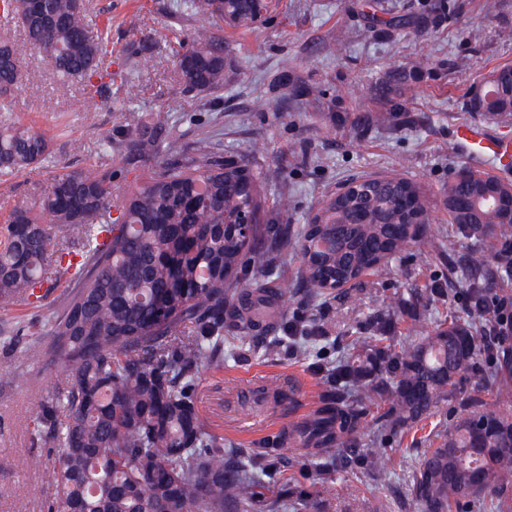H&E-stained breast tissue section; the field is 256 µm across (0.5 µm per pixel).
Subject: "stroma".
<instances>
[{
	"instance_id": "1",
	"label": "stroma",
	"mask_w": 512,
	"mask_h": 512,
	"mask_svg": "<svg viewBox=\"0 0 512 512\" xmlns=\"http://www.w3.org/2000/svg\"><path fill=\"white\" fill-rule=\"evenodd\" d=\"M365 0H270L267 14L249 27H224L229 45L224 94L216 98L187 91L170 48L186 39L201 19L180 0H89L93 26L104 27L112 47V89L90 97L79 78H64L36 54L22 63L23 77L14 91L4 123L31 127L52 141L47 162L24 172L0 175V216L35 200L57 168L97 163L126 185L154 159L134 160L100 154L97 140L109 132L120 136L157 109L171 120L156 141L179 138L187 148L207 144L218 156L251 161L264 174L266 201L288 194L287 221L306 223L326 196L351 176L400 175L420 183L430 201L431 234L448 238L444 205L456 170L472 166L512 180V167L496 168L458 145L456 126L484 127L488 136L512 139V123L469 112L466 102L476 83L493 67L512 64V0H449V15L434 24L372 31L364 16ZM413 75L399 126L371 122L366 131L353 124L355 113H379L377 86L389 72ZM139 90L123 103L124 82ZM265 150L256 155L254 144ZM439 280L445 299L428 309L404 311L401 326L433 329L437 320L460 314L464 298L448 272V263L427 258L411 247L384 270L350 287L343 299L311 301L297 292L284 310L288 321L321 325L327 336L309 358L296 357L267 340L235 338V358L220 371L200 376L198 408L225 447L255 448L272 436L311 417L321 405L322 379L312 365L336 363L345 355L347 331L364 314L385 311L409 289ZM61 290L42 306L21 301L0 308V512H41L51 493L44 465L49 449L35 443L36 406L56 389L61 366L26 361L31 342L27 326L58 307ZM480 395L487 408L512 417V395H501L495 371L479 361L463 378L455 398L409 433L380 436V424L366 416L360 432L368 447L381 448L394 470L387 486L376 485L363 471L340 472L324 485L312 449L286 450L277 482L294 479L304 488L321 486L325 512H420L410 494L418 462L440 429L461 412V402ZM34 455L42 463L30 470L14 468L17 457Z\"/></svg>"
}]
</instances>
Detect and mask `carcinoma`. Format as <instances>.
<instances>
[{"label": "carcinoma", "mask_w": 512, "mask_h": 512, "mask_svg": "<svg viewBox=\"0 0 512 512\" xmlns=\"http://www.w3.org/2000/svg\"><path fill=\"white\" fill-rule=\"evenodd\" d=\"M21 20V41L0 40V111L19 80L28 50L42 51L52 70L83 79L87 89L112 88V50L88 20V0H45L39 17L23 0H0ZM204 15L177 52L185 89L215 94L224 89L225 23L249 26L260 19L254 0L192 2ZM405 71L381 82L382 120L404 112L398 97ZM498 86V106L489 116L512 120V66L484 77ZM168 112H149L117 142L99 138L100 152L123 155L152 151L157 160L126 189L112 170L98 165L63 168L30 207L9 212L0 228V308L20 299L39 306L62 275L66 297L47 321L31 332L26 356L45 365L64 364V384L37 403L44 444L57 449L51 478L54 497L46 512H278L290 497L308 500L311 512L323 501L297 486L274 498L258 491L254 474L283 460L289 439L316 450L324 480L337 463L360 467L378 482L389 480L390 459L363 447L364 415L396 436L435 414L456 395L459 378L485 351L487 298L497 284L512 283V265L486 267L479 256L452 266L464 282L466 316L443 322L415 340L387 331V318L372 313L373 335L355 336L352 352L322 374L323 405L310 418L253 449L224 448L198 410L195 387L205 371L224 369V329L259 334L279 326L288 289L304 288L316 299L354 286L371 272L418 244L426 254L453 251L455 239H481L512 228L485 196L495 183L512 182L487 172L459 168L448 184V246L413 224L409 210L426 214V194L417 182L397 175L357 183L345 181L298 230L299 280L276 272L262 244L261 172L217 158L204 144L193 152L171 138L154 144L150 132L168 125ZM51 155V139L30 127L0 125V174L22 171ZM251 216L242 235L241 215ZM259 271L246 281L245 262ZM444 289L428 282L402 304L428 306ZM325 339L314 324L302 336H281L299 356ZM499 389L512 390V355L496 351ZM426 449L413 473L411 494L420 512H452L463 500H494L509 508L506 478L512 474V419L488 410L478 396Z\"/></svg>", "instance_id": "carcinoma-1"}]
</instances>
